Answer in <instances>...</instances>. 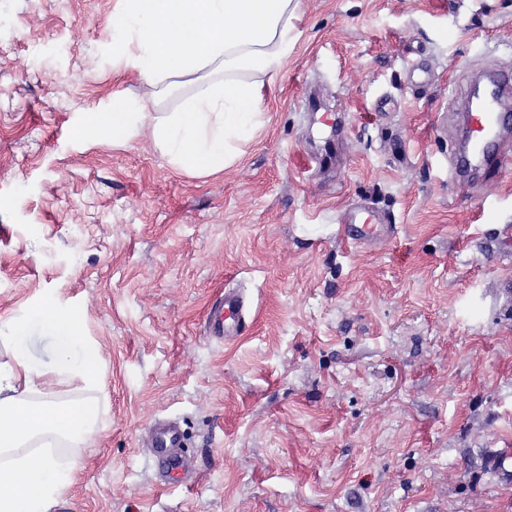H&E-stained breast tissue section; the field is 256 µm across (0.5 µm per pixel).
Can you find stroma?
<instances>
[{
  "mask_svg": "<svg viewBox=\"0 0 512 512\" xmlns=\"http://www.w3.org/2000/svg\"><path fill=\"white\" fill-rule=\"evenodd\" d=\"M265 122L223 173L76 135L113 97L117 0H0V317L79 312L105 424L49 512H512V166L449 161L474 77L512 71V0H296ZM336 143L326 166L325 138ZM371 209L363 242L338 229ZM241 289L227 345L206 308ZM188 437L189 488L147 463ZM151 461L156 471L164 475L161 485L183 482L187 438L182 427L172 421L158 422L150 432ZM511 457V452L505 449L496 451L487 450L480 455V464L477 466H480L483 472H490L496 474L501 479L511 481L512 474L511 477H509L510 471L505 468L507 459Z\"/></svg>",
  "mask_w": 512,
  "mask_h": 512,
  "instance_id": "obj_1",
  "label": "stroma"
}]
</instances>
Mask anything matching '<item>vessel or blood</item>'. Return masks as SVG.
I'll return each mask as SVG.
<instances>
[{"mask_svg": "<svg viewBox=\"0 0 512 512\" xmlns=\"http://www.w3.org/2000/svg\"><path fill=\"white\" fill-rule=\"evenodd\" d=\"M483 90L480 100H469L466 105L467 146L464 153L453 156L452 170L487 172L512 160V145L505 139L507 128L512 126V114L502 110L504 102L512 98V73L490 72ZM246 319L247 302L232 289L211 303L206 316L210 334L228 344L240 339ZM149 446L151 460L163 474L164 484L183 482L187 438L182 427L172 421L158 422L150 432Z\"/></svg>", "mask_w": 512, "mask_h": 512, "instance_id": "1", "label": "vessel or blood"}]
</instances>
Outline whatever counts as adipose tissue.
Masks as SVG:
<instances>
[{
    "label": "adipose tissue",
    "instance_id": "obj_1",
    "mask_svg": "<svg viewBox=\"0 0 512 512\" xmlns=\"http://www.w3.org/2000/svg\"><path fill=\"white\" fill-rule=\"evenodd\" d=\"M294 0H118L112 65L169 94L190 78L195 93L174 112L147 116L144 102L119 97L86 113L80 138L125 144L149 128L175 170L211 176L238 161V142L265 116L267 90L293 50ZM53 338L50 366L34 361L29 323ZM0 512H48L69 485L73 461L104 427L103 360L76 313L56 307L0 318ZM77 385L62 401L59 387Z\"/></svg>",
    "mask_w": 512,
    "mask_h": 512
}]
</instances>
